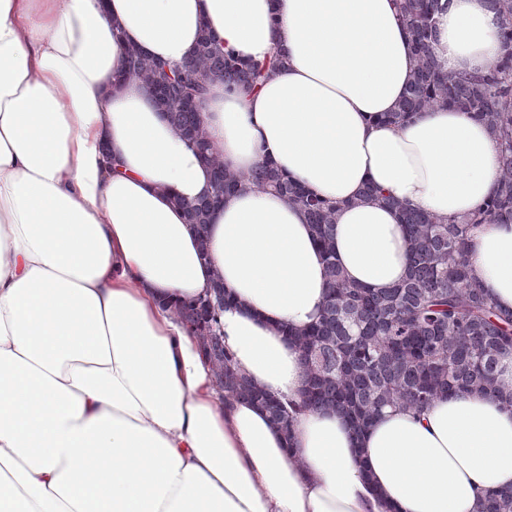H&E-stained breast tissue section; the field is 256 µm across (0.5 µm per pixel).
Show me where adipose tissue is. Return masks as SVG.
Wrapping results in <instances>:
<instances>
[{"label": "adipose tissue", "mask_w": 512, "mask_h": 512, "mask_svg": "<svg viewBox=\"0 0 512 512\" xmlns=\"http://www.w3.org/2000/svg\"><path fill=\"white\" fill-rule=\"evenodd\" d=\"M241 59L281 54L254 91L214 80L197 110L225 171L269 163L337 206L345 278L406 276L404 211L471 215L498 145L448 107L385 121L413 78L397 0H0V512H481L512 490L507 393L384 410L356 433L337 409L290 432L217 391L181 303L220 283L234 368L298 400L292 334L315 322L325 261L303 208L245 186L198 236L172 199L210 196L213 170L125 51L178 65L202 27ZM492 0H448L431 51L451 72L512 53ZM374 185L393 204L364 199ZM472 277L512 311V224L469 234Z\"/></svg>", "instance_id": "obj_1"}]
</instances>
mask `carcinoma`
I'll return each mask as SVG.
<instances>
[{"instance_id":"obj_1","label":"carcinoma","mask_w":512,"mask_h":512,"mask_svg":"<svg viewBox=\"0 0 512 512\" xmlns=\"http://www.w3.org/2000/svg\"><path fill=\"white\" fill-rule=\"evenodd\" d=\"M494 2L503 19L502 39L512 44V0ZM400 10L414 36L416 67L403 101L388 120L400 123L438 105L455 107L493 132L499 170L491 195L463 224L417 210L406 212L407 274L383 294L347 282L332 259L336 206L268 163L247 175L224 171L199 113L188 102L203 94L209 80L246 89L260 85L278 66L277 56L244 62L219 49L205 30L194 56L181 65L195 84L183 86L169 81L167 64L132 47L126 51L124 76L149 88L171 125L212 166V197L222 198L249 184L306 210L326 257L329 292L319 322L294 335L307 373L302 406L337 408L358 432L387 408L421 410L441 396L472 390L502 395V359L512 354V313L500 311L472 280L467 251L472 226L512 223V53L476 74L448 72L437 63L429 44L440 0H400ZM182 207L188 223L199 230L209 224L210 202ZM204 355L219 390L265 403L269 394L234 369L217 323L212 324ZM484 512H512V491L489 495Z\"/></svg>"}]
</instances>
